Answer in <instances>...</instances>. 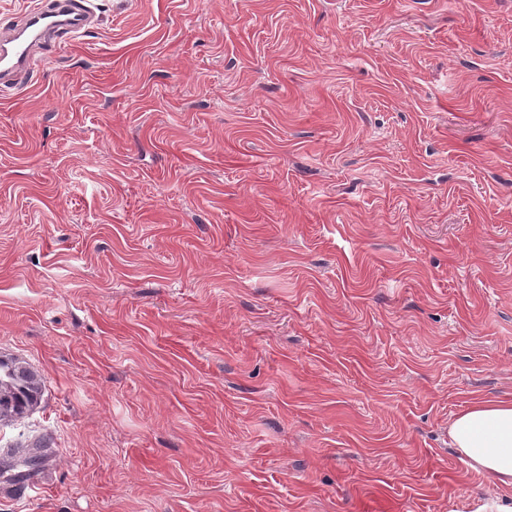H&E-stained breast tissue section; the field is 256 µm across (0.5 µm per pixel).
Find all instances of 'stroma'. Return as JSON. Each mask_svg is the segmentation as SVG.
<instances>
[{"instance_id": "35a3bbf8", "label": "stroma", "mask_w": 512, "mask_h": 512, "mask_svg": "<svg viewBox=\"0 0 512 512\" xmlns=\"http://www.w3.org/2000/svg\"><path fill=\"white\" fill-rule=\"evenodd\" d=\"M0 86V512H473L512 400V0H97ZM43 379L26 363L0 360V421L22 417L32 407V397L40 396ZM23 399L30 405H25ZM448 435L474 470L511 491L490 499L475 512H511L512 401L477 400L451 420ZM7 447L0 448V477L6 476V481L19 485V488L42 470L51 453L43 439Z\"/></svg>"}]
</instances>
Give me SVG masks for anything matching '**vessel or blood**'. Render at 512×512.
<instances>
[{"label": "vessel or blood", "instance_id": "1", "mask_svg": "<svg viewBox=\"0 0 512 512\" xmlns=\"http://www.w3.org/2000/svg\"><path fill=\"white\" fill-rule=\"evenodd\" d=\"M95 0H34L22 25L0 39V78L15 80L28 72L37 53L62 37L76 38L95 19Z\"/></svg>", "mask_w": 512, "mask_h": 512}]
</instances>
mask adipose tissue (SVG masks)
<instances>
[{"label":"adipose tissue","mask_w":512,"mask_h":512,"mask_svg":"<svg viewBox=\"0 0 512 512\" xmlns=\"http://www.w3.org/2000/svg\"><path fill=\"white\" fill-rule=\"evenodd\" d=\"M448 435L470 466L497 482L504 495L476 512H512V401L483 399L455 416Z\"/></svg>","instance_id":"ef3b65f1"}]
</instances>
